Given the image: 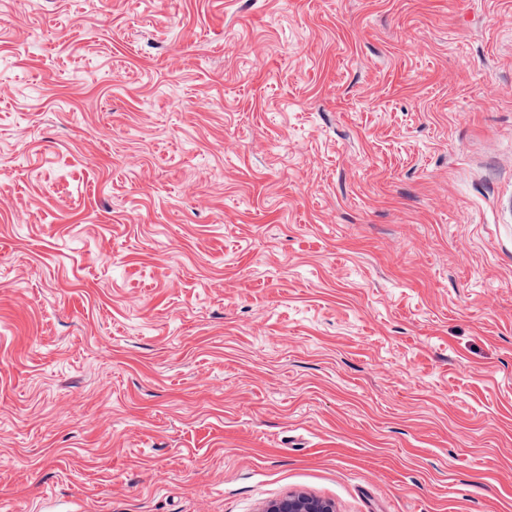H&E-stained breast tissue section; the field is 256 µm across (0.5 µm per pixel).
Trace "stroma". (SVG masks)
I'll return each instance as SVG.
<instances>
[{
  "label": "stroma",
  "instance_id": "1",
  "mask_svg": "<svg viewBox=\"0 0 512 512\" xmlns=\"http://www.w3.org/2000/svg\"><path fill=\"white\" fill-rule=\"evenodd\" d=\"M512 512V0H0V512ZM263 512H333L325 501L307 495H287L268 503Z\"/></svg>",
  "mask_w": 512,
  "mask_h": 512
}]
</instances>
